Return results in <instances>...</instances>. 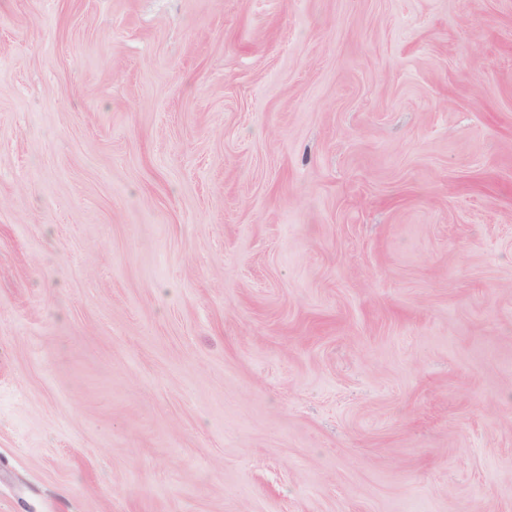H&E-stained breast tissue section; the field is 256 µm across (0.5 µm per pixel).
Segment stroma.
I'll return each mask as SVG.
<instances>
[{
  "label": "stroma",
  "mask_w": 512,
  "mask_h": 512,
  "mask_svg": "<svg viewBox=\"0 0 512 512\" xmlns=\"http://www.w3.org/2000/svg\"><path fill=\"white\" fill-rule=\"evenodd\" d=\"M0 512H512V0H0Z\"/></svg>",
  "instance_id": "1"
}]
</instances>
